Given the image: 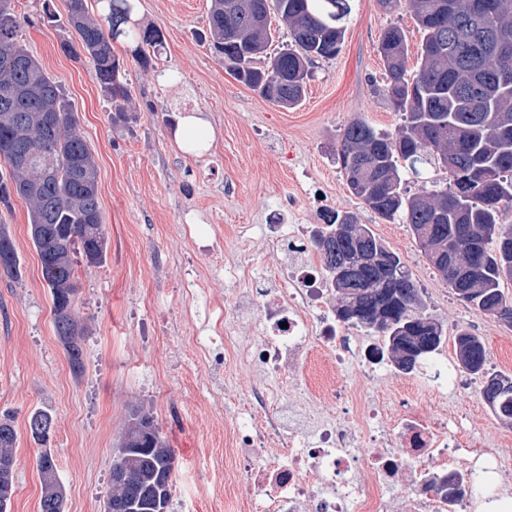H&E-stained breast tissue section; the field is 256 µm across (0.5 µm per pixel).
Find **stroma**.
Instances as JSON below:
<instances>
[{"instance_id":"stroma-1","label":"stroma","mask_w":512,"mask_h":512,"mask_svg":"<svg viewBox=\"0 0 512 512\" xmlns=\"http://www.w3.org/2000/svg\"><path fill=\"white\" fill-rule=\"evenodd\" d=\"M140 27L160 30L165 47L154 68H143L134 43L112 44L127 63L135 105L128 124L113 122L111 106L87 61L63 53L78 42L66 26L67 0H14L23 39L44 70L60 81L71 112L98 166V196L107 228L105 262L76 265V309L87 331L84 368L73 375L54 334L50 292L32 246L26 202L13 198L5 219L22 259L20 280L0 278V415L18 433L11 512H39L41 451L27 418L49 409L55 423L49 446L65 493V512H103L111 491L118 440L134 410L151 414L174 454V484L184 512H235L224 498L225 440L242 425L238 403L260 375L237 367L225 379L187 347L207 321L224 314L247 351L256 320H236L232 303L243 286L238 274H265L281 286L282 260L265 225L287 209L288 223L316 224L328 211H349L397 253L421 288L446 340L432 361L404 374L390 362L368 373L357 361L337 365L316 355L337 385L384 398L406 394L412 406L463 426L512 458V426L496 419L480 394L479 377L457 361L460 331L481 336L487 368L512 376V326L460 301L430 264L409 225L386 222L346 185L336 151L350 121L366 119L396 131L401 116L383 89L385 69L376 45L397 25L407 38L408 72L419 67L421 34L408 7L385 12L378 0H350L344 42L336 57L316 60L304 100L295 108L272 104L237 81L206 39L210 0H136ZM55 21H48L45 10ZM174 70L173 82L156 68ZM200 114L215 131L207 151L177 144L170 120ZM193 227L184 231L182 219ZM448 369L435 377L433 365Z\"/></svg>"}]
</instances>
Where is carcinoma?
Listing matches in <instances>:
<instances>
[{
	"instance_id": "1",
	"label": "carcinoma",
	"mask_w": 512,
	"mask_h": 512,
	"mask_svg": "<svg viewBox=\"0 0 512 512\" xmlns=\"http://www.w3.org/2000/svg\"><path fill=\"white\" fill-rule=\"evenodd\" d=\"M69 0L66 24L79 45L65 44L76 60L85 59L112 103V121L133 117L132 94L124 62L112 42L137 39L135 53L144 68L164 47L155 28L141 30L133 19L135 0ZM421 33L420 66L407 75V42L396 25L385 29L377 52L389 73L386 96L402 116L396 134L352 120L338 153L350 191L381 219L410 225L419 246L458 298L475 309L512 324V302L501 284L512 280V225L501 222L512 205V0H409ZM349 0H210L211 46L224 57L236 80L283 108L299 105L311 78L310 65L336 56L350 13ZM288 27L289 43L265 67L256 62L272 40L271 18ZM0 204L12 195L28 205L30 237L50 290L55 336L70 369L84 367L80 338L84 328L75 308V252L86 266L103 264L107 232L102 222L97 166L68 110L61 85L26 49L23 26L12 0H0ZM430 164L448 174L449 185L410 195L406 171ZM324 225L312 246L329 273L336 318L383 338L379 360L391 354L403 373L416 369L394 356V337L418 336L440 350L443 329L427 307L401 258L380 243L368 225V241L388 251L389 261L362 262L365 246L352 243L344 229L360 224L350 212L322 215ZM7 278L22 276L21 258L0 221V257ZM460 365L483 379L481 396L498 418L512 421V385L486 371L487 351L469 331L455 338ZM0 425V455L14 458V420ZM117 458L136 476L131 489L112 487L104 512H169L173 454L154 424L140 410L132 413ZM41 455L40 512H49L57 483L56 465Z\"/></svg>"
}]
</instances>
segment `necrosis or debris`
<instances>
[{
	"mask_svg": "<svg viewBox=\"0 0 512 512\" xmlns=\"http://www.w3.org/2000/svg\"><path fill=\"white\" fill-rule=\"evenodd\" d=\"M282 221L272 216L268 230L274 251L286 258V287L272 302L261 288L240 294L247 309L261 313L249 362L266 380L243 401L251 427L234 431L225 443L226 474L252 491L239 502V512H391L392 496L400 490L408 492L412 512H471V497L458 489L473 473L502 471L508 461L499 449L478 442L466 462L457 463L451 451L462 445L464 432L449 430L444 420L421 418L408 405L389 446L370 447V430H358L346 416L374 419L383 416V405L342 387L324 401L288 405V377L306 369L315 350L340 363L356 359L366 366L371 359L369 347L336 324L327 303L329 274L311 255L313 229L297 224L287 230ZM362 463L372 479L359 485L352 476Z\"/></svg>",
	"mask_w": 512,
	"mask_h": 512,
	"instance_id": "necrosis-or-debris-1",
	"label": "necrosis or debris"
}]
</instances>
